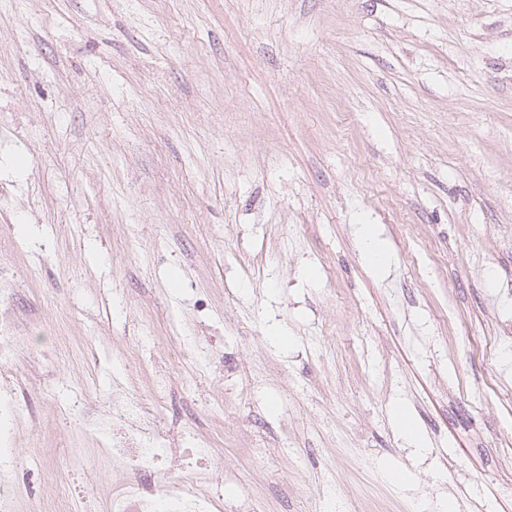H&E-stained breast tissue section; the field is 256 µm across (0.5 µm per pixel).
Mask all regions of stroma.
<instances>
[{
	"label": "stroma",
	"instance_id": "stroma-1",
	"mask_svg": "<svg viewBox=\"0 0 512 512\" xmlns=\"http://www.w3.org/2000/svg\"><path fill=\"white\" fill-rule=\"evenodd\" d=\"M0 314L57 512L157 369L226 512H512V0H0ZM361 235L366 243L368 261L377 268H384L390 263V256L379 242L371 225L361 224Z\"/></svg>",
	"mask_w": 512,
	"mask_h": 512
}]
</instances>
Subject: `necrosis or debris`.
I'll return each mask as SVG.
<instances>
[{"mask_svg":"<svg viewBox=\"0 0 512 512\" xmlns=\"http://www.w3.org/2000/svg\"><path fill=\"white\" fill-rule=\"evenodd\" d=\"M168 380H154L152 406L125 395L116 401L125 414V425L114 436L110 452L123 481L109 498L110 512H222L224 496L220 472L211 463L215 448H186L181 453L182 475L176 484L155 483L151 475L163 471L166 458L142 441L152 427V408L167 398Z\"/></svg>","mask_w":512,"mask_h":512,"instance_id":"obj_1","label":"necrosis or debris"}]
</instances>
